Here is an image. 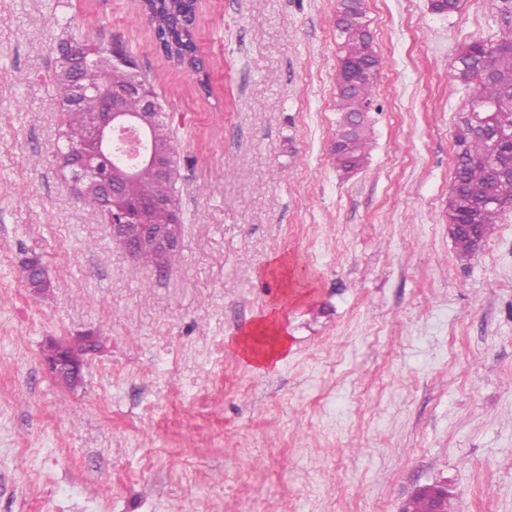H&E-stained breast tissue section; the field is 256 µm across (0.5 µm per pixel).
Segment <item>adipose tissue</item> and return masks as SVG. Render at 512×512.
I'll use <instances>...</instances> for the list:
<instances>
[{
  "label": "adipose tissue",
  "mask_w": 512,
  "mask_h": 512,
  "mask_svg": "<svg viewBox=\"0 0 512 512\" xmlns=\"http://www.w3.org/2000/svg\"><path fill=\"white\" fill-rule=\"evenodd\" d=\"M295 291L284 293L280 303L270 308L259 321L240 336L235 346L237 354L246 361L263 365L284 355L288 349L285 313L290 303L300 300Z\"/></svg>",
  "instance_id": "ef3b65f1"
}]
</instances>
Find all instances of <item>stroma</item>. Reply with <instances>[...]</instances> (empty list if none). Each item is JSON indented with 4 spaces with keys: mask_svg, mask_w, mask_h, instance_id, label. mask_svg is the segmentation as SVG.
Here are the masks:
<instances>
[{
    "mask_svg": "<svg viewBox=\"0 0 512 512\" xmlns=\"http://www.w3.org/2000/svg\"><path fill=\"white\" fill-rule=\"evenodd\" d=\"M381 58L373 142L341 178L336 0H199L202 73L156 49L139 0H0V512H512V207L473 257L448 230L454 61L487 0H364ZM120 42L155 89L185 216L167 277L114 247L53 161L56 44ZM54 286L32 294L20 261ZM288 353L234 351L283 293ZM96 336L84 380L46 338ZM69 343L67 339L50 338L41 354L43 369L65 389H72L83 380L86 356L72 353ZM447 502L448 492L446 490L441 487H427L413 496L404 512H433L435 508L448 512Z\"/></svg>",
    "mask_w": 512,
    "mask_h": 512,
    "instance_id": "stroma-1",
    "label": "stroma"
}]
</instances>
